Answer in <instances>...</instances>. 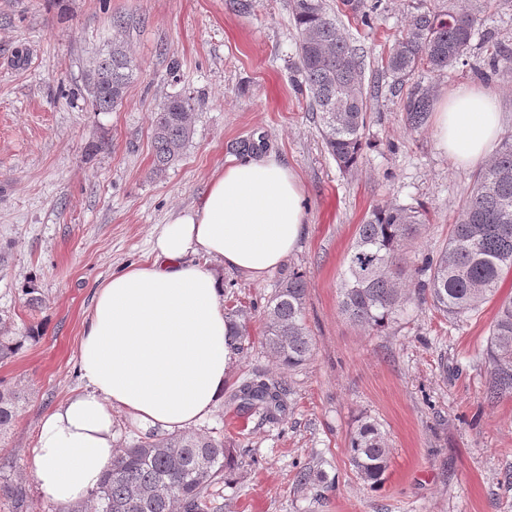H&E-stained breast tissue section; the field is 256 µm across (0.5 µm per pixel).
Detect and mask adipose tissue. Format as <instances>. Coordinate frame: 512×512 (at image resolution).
Segmentation results:
<instances>
[{"mask_svg": "<svg viewBox=\"0 0 512 512\" xmlns=\"http://www.w3.org/2000/svg\"><path fill=\"white\" fill-rule=\"evenodd\" d=\"M501 130L497 95L482 85L448 89L435 112L438 145L462 166L485 161ZM305 225L303 188L284 161L233 159L197 206L153 233L145 261L97 288L79 343L84 386L36 431L32 476L42 494L61 505L89 497L119 446L114 411L145 434L212 416L235 356L222 271L263 278L296 249ZM199 254L215 267L194 263Z\"/></svg>", "mask_w": 512, "mask_h": 512, "instance_id": "1", "label": "adipose tissue"}]
</instances>
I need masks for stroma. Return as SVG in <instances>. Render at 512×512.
Returning <instances> with one entry per match:
<instances>
[{
    "mask_svg": "<svg viewBox=\"0 0 512 512\" xmlns=\"http://www.w3.org/2000/svg\"><path fill=\"white\" fill-rule=\"evenodd\" d=\"M363 62L368 145L358 169L339 170L307 96L292 83L298 33L289 0H0V315L12 318L22 350L0 362V382L21 396L0 431V485L22 483L32 512H53L37 490L31 450L44 416L83 388L78 347L94 291L114 272L144 260L155 229L196 206L228 159L273 153L298 176L307 230L297 249L260 280L224 274V307L246 314L248 336L225 392L263 376L285 384L280 423L221 402L200 432L223 433L242 466L221 485V512H512V398L484 401L483 352L499 299L512 296V272L496 299L461 320L412 302L373 334L338 312V288L357 228L374 207H423L413 251L438 255L479 167L440 151L432 125L410 130L408 91L438 101L450 87L498 92L503 130L512 133V57L489 77L477 73L498 47L512 48V0H365L373 27L326 0ZM467 11L480 23L467 64L437 75L420 68L402 91L383 76L384 58L416 10ZM138 70L123 106L97 112L86 99L87 72L107 52L114 21ZM191 98L193 135L181 158L153 173L151 115L167 96ZM308 282L306 324L312 359L280 369L262 349L263 309L293 272ZM42 297L29 310L22 293ZM36 338H26L27 327ZM376 422L389 448L385 480L374 486L349 461L359 420ZM308 468L320 482L297 486Z\"/></svg>",
    "mask_w": 512,
    "mask_h": 512,
    "instance_id": "35a3bbf8",
    "label": "stroma"
}]
</instances>
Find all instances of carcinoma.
Here are the masks:
<instances>
[{"instance_id": "obj_1", "label": "carcinoma", "mask_w": 512, "mask_h": 512, "mask_svg": "<svg viewBox=\"0 0 512 512\" xmlns=\"http://www.w3.org/2000/svg\"><path fill=\"white\" fill-rule=\"evenodd\" d=\"M348 13L365 26L377 6L364 0H341ZM298 31L300 89L308 93L323 141L340 170L357 169L364 149L368 92L362 62L338 28L325 0H292ZM477 18L468 12L443 14L418 10L406 32L389 48L385 74L401 86L415 69L445 73L466 56ZM136 70L124 43L95 59L85 92L91 107L110 112L123 105ZM431 99L415 91L406 100V122L421 129L428 120ZM191 99L167 97L152 118L153 171L176 162L189 143ZM426 223L421 207L390 204L374 207L359 225L338 291L341 316L372 331L393 322L415 297L430 298L432 306L452 319L476 310L498 292L502 273L512 268V134L504 137L498 154L479 173L466 197L448 246L433 258L410 257L408 244ZM426 274L428 278L421 280ZM308 284L295 273L266 302L261 345L283 368L295 370L313 356L306 326ZM233 339L242 345L245 315L229 313ZM26 337L12 335L9 318L0 316V360L14 356ZM490 376L486 401L512 397V296L500 301L484 352ZM16 391L0 382V429L17 413ZM238 409L277 423L286 414L287 390L268 378H252L230 395ZM350 462L365 481L379 484L389 463V448L379 425L359 421L348 448ZM242 465L224 439L198 432L151 435L118 449L112 466L100 477L84 506L66 512H219L213 488Z\"/></svg>"}]
</instances>
